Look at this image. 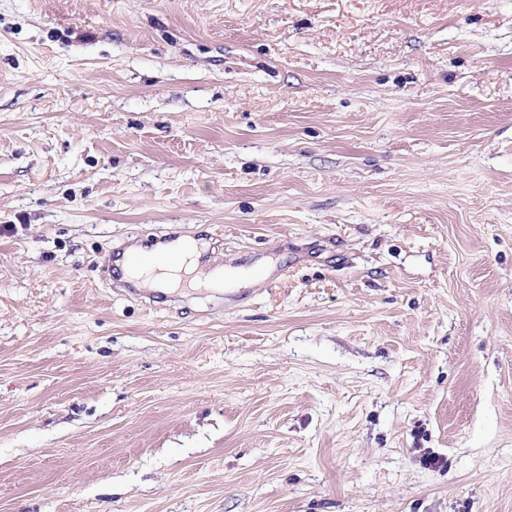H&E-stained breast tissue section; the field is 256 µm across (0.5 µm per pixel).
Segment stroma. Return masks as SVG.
I'll return each instance as SVG.
<instances>
[{
  "label": "stroma",
  "instance_id": "stroma-1",
  "mask_svg": "<svg viewBox=\"0 0 512 512\" xmlns=\"http://www.w3.org/2000/svg\"><path fill=\"white\" fill-rule=\"evenodd\" d=\"M0 512H512V0H0ZM206 246L203 239L193 238L155 243L149 250L134 245L116 261L120 280L136 288L208 287L202 279L205 267L201 263Z\"/></svg>",
  "mask_w": 512,
  "mask_h": 512
}]
</instances>
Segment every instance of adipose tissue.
<instances>
[{"label": "adipose tissue", "mask_w": 512, "mask_h": 512, "mask_svg": "<svg viewBox=\"0 0 512 512\" xmlns=\"http://www.w3.org/2000/svg\"><path fill=\"white\" fill-rule=\"evenodd\" d=\"M206 243L201 239L179 238L151 247L132 246L116 266L123 282L138 288L177 289L203 287L201 258Z\"/></svg>", "instance_id": "adipose-tissue-1"}]
</instances>
